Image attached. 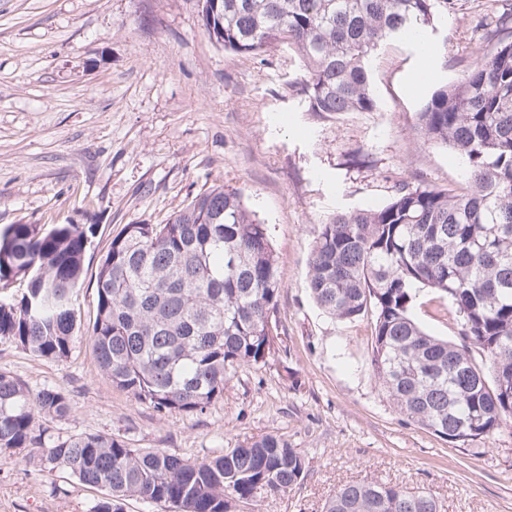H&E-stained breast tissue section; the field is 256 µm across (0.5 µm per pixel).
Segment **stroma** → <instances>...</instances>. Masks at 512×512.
Returning <instances> with one entry per match:
<instances>
[{
    "label": "stroma",
    "instance_id": "1",
    "mask_svg": "<svg viewBox=\"0 0 512 512\" xmlns=\"http://www.w3.org/2000/svg\"><path fill=\"white\" fill-rule=\"evenodd\" d=\"M493 3L463 0L430 32V80L413 44L395 39L371 62L377 110L322 116L301 100L288 46L224 51L204 33L198 0H0V228L95 225L74 295L82 323L95 314L112 238L128 224L164 223L215 185L239 190L267 225L283 284L282 349L238 370L197 415L157 413L113 386L86 340L61 361L0 340V369L31 392L68 397L72 412L47 421L49 435L112 434L185 458L286 437L305 458L304 479L243 512H322L341 486L363 481L421 489L441 512H512V426L456 445L409 421L374 376L370 318L331 319L308 287L327 218L381 207L403 183L463 182L459 156L420 139L417 114L483 50L477 23L494 22ZM450 307L423 292L413 316L454 342ZM36 454H0V512H89L99 490L41 471Z\"/></svg>",
    "mask_w": 512,
    "mask_h": 512
}]
</instances>
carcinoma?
I'll return each mask as SVG.
<instances>
[{"label":"carcinoma","mask_w":512,"mask_h":512,"mask_svg":"<svg viewBox=\"0 0 512 512\" xmlns=\"http://www.w3.org/2000/svg\"><path fill=\"white\" fill-rule=\"evenodd\" d=\"M460 2L204 0L202 26L238 54L293 47L307 111L372 112L377 51L397 38H427ZM488 43L417 114L421 137L460 155L467 180L440 189L402 184L381 208L337 213L320 224L309 257L316 304L338 320L372 316L379 385L408 419L450 443L488 437L512 420V4ZM95 233L93 224L0 229V285L27 283L19 299L0 302V340L39 358H68L77 341L73 295ZM95 280L93 357L112 385L160 414H201L233 372L269 362L282 282L267 229L238 191L219 185L164 224L125 225ZM420 288L451 300L461 343L414 319ZM70 412L58 389L34 394L0 369V453L45 449L43 470L104 491L90 512H123L131 499L177 512H237L304 478V456L279 435L191 461L101 434L55 440L35 420ZM323 512L439 510L423 491L359 482L341 487Z\"/></svg>","instance_id":"1"}]
</instances>
